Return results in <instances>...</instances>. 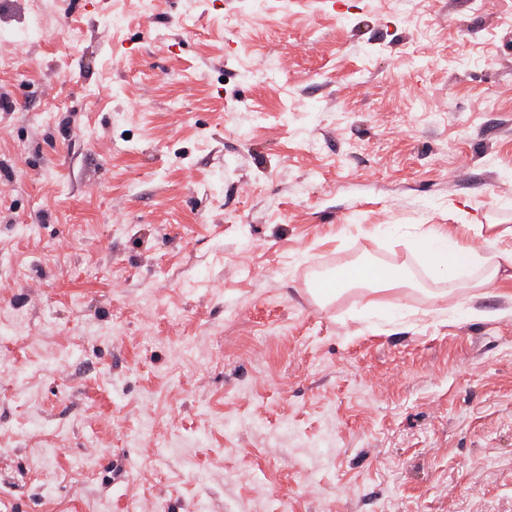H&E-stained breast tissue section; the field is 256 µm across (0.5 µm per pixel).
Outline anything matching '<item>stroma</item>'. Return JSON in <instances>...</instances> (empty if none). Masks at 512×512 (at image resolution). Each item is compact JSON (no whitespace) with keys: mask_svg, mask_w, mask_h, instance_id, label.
<instances>
[{"mask_svg":"<svg viewBox=\"0 0 512 512\" xmlns=\"http://www.w3.org/2000/svg\"><path fill=\"white\" fill-rule=\"evenodd\" d=\"M82 3L0 0V512H512V288L414 248L512 245V0ZM40 33V25L38 21V15L35 14L31 19L29 25L19 31H0V42L5 43L10 49L19 51L16 55L10 53V57H4L0 59L1 67H13L15 61L20 58L21 49L33 38L35 35ZM418 247L430 270L438 277L448 279V282L460 281L470 268L486 264L481 255L482 249H476L469 241L438 230L421 238ZM340 279L329 282L325 294H334L346 288H365L370 293H382L401 288H414L408 270L404 266L361 262L340 272Z\"/></svg>","mask_w":512,"mask_h":512,"instance_id":"1","label":"stroma"}]
</instances>
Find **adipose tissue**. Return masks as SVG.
Instances as JSON below:
<instances>
[{"mask_svg":"<svg viewBox=\"0 0 512 512\" xmlns=\"http://www.w3.org/2000/svg\"><path fill=\"white\" fill-rule=\"evenodd\" d=\"M418 247L431 271L451 282L462 280L475 266L486 265L484 285H497L505 280L506 269H512V250L494 252L492 264H485L479 249L470 242L452 235L434 231L421 238ZM414 282L405 267L361 262L341 271L339 279L328 283L326 291L333 294L359 287L370 293H382L413 287Z\"/></svg>","mask_w":512,"mask_h":512,"instance_id":"adipose-tissue-1","label":"adipose tissue"}]
</instances>
